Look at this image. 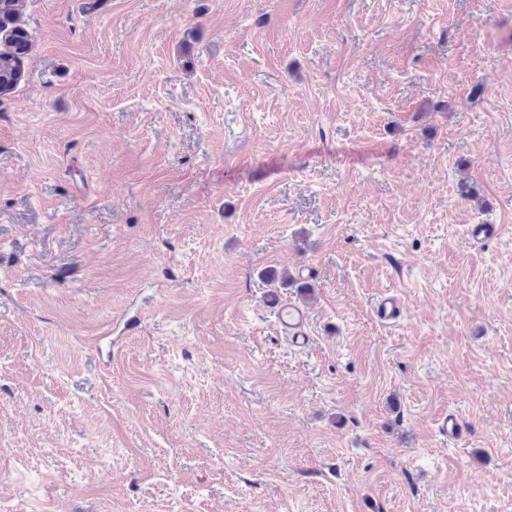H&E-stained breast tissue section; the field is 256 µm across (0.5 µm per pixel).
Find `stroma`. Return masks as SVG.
Instances as JSON below:
<instances>
[{"mask_svg":"<svg viewBox=\"0 0 512 512\" xmlns=\"http://www.w3.org/2000/svg\"><path fill=\"white\" fill-rule=\"evenodd\" d=\"M22 21L0 512H512V0H26ZM472 224L502 230L476 247ZM402 301L396 294H384L375 304V314L383 324H393L402 314ZM276 319L282 335L288 338L290 346L296 350L304 349L310 344L308 312L305 308L289 303L281 304L276 310Z\"/></svg>","mask_w":512,"mask_h":512,"instance_id":"obj_1","label":"stroma"}]
</instances>
